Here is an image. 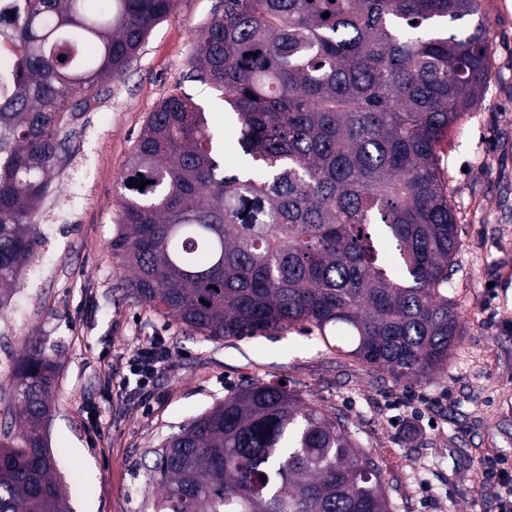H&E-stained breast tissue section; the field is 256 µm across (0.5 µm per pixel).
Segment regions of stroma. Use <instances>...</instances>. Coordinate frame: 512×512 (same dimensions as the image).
Masks as SVG:
<instances>
[{
    "mask_svg": "<svg viewBox=\"0 0 512 512\" xmlns=\"http://www.w3.org/2000/svg\"><path fill=\"white\" fill-rule=\"evenodd\" d=\"M224 0H176L125 73L84 112L57 162L38 227L43 258L0 317V388L28 339L59 367L48 443L72 512H154L143 465L191 417L246 381L284 384L344 413L390 483L394 512H496L475 474L487 457L512 463V0H482L491 71L481 101L448 132L440 168L458 225L448 294L464 334L447 370L395 380L295 331L203 341L127 298L109 243L117 184L149 114L172 94L201 104L224 128V98L193 79L198 28ZM164 338L172 356L152 397L121 379L128 354Z\"/></svg>",
    "mask_w": 512,
    "mask_h": 512,
    "instance_id": "obj_1",
    "label": "stroma"
}]
</instances>
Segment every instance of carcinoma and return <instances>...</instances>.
<instances>
[{"label":"carcinoma","mask_w":512,"mask_h":512,"mask_svg":"<svg viewBox=\"0 0 512 512\" xmlns=\"http://www.w3.org/2000/svg\"><path fill=\"white\" fill-rule=\"evenodd\" d=\"M174 5L26 0L5 33L19 55L0 72V315L43 245L79 97L120 77ZM479 13L480 0H224L189 63L234 114L237 166L191 98L150 113L109 244L127 295L205 340L300 327L396 380L447 367L463 326L439 148L484 93L483 24L457 25ZM57 381L28 343L0 420V512H71L47 439ZM153 455L155 512H393L348 418L278 385L241 384Z\"/></svg>","instance_id":"cac0c4a2"}]
</instances>
